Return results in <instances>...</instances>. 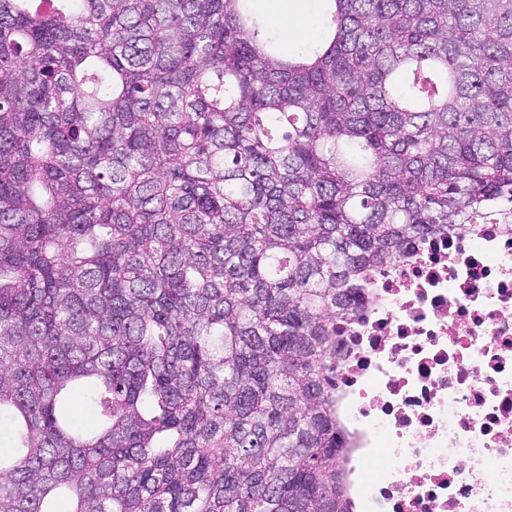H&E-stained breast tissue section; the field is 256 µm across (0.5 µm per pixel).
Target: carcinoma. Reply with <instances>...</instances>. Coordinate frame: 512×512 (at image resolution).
Returning <instances> with one entry per match:
<instances>
[{"instance_id": "1", "label": "carcinoma", "mask_w": 512, "mask_h": 512, "mask_svg": "<svg viewBox=\"0 0 512 512\" xmlns=\"http://www.w3.org/2000/svg\"><path fill=\"white\" fill-rule=\"evenodd\" d=\"M246 2L0 0V512H352L360 274L512 231V0ZM264 2L250 1V8L255 15L264 17L272 28L274 37L278 40L283 50L288 52V45L280 39V29L282 27H293L297 23L306 25H316L319 29L318 36L314 39L297 40L289 45H300L304 43L318 42L323 35V19L321 10V1L318 0H262ZM310 1V2H307ZM277 16L278 24L274 25L271 18ZM311 31L302 27L285 28L283 37L286 41L293 40L298 37L307 38Z\"/></svg>"}]
</instances>
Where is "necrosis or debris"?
Returning <instances> with one entry per match:
<instances>
[{
	"instance_id": "necrosis-or-debris-1",
	"label": "necrosis or debris",
	"mask_w": 512,
	"mask_h": 512,
	"mask_svg": "<svg viewBox=\"0 0 512 512\" xmlns=\"http://www.w3.org/2000/svg\"><path fill=\"white\" fill-rule=\"evenodd\" d=\"M357 287L329 373L353 512H512V232L432 235Z\"/></svg>"
}]
</instances>
